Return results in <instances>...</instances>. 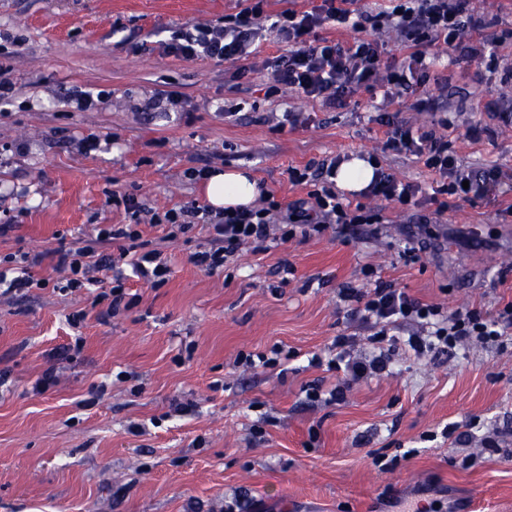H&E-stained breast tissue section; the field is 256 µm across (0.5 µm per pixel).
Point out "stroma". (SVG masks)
I'll return each mask as SVG.
<instances>
[{"mask_svg":"<svg viewBox=\"0 0 512 512\" xmlns=\"http://www.w3.org/2000/svg\"><path fill=\"white\" fill-rule=\"evenodd\" d=\"M244 0H0V30L22 41L0 52L15 86L0 106V212L15 222L0 255L46 251L60 238L120 224L107 199L133 193L165 211L203 201L191 168H249L281 203L306 196L288 171L340 156L378 157L396 179L430 186L423 164L384 150L374 120L383 88L345 93L330 108L281 92L263 75L234 86L232 66L163 55L172 31L238 13ZM486 35L504 36L512 61V0H477ZM428 87L441 106L402 109L408 125L448 122L467 163L512 176V129L493 112L512 107L501 71L446 46L435 49ZM104 91L77 110L73 90ZM181 93L183 107L165 99ZM309 113L308 126L283 114ZM486 129L471 138L472 125ZM95 138L100 147L84 150ZM380 211L385 227L343 240L333 232L243 250L220 274L190 261L203 235L144 236L171 259L159 288L130 277L137 302L111 318L92 315L99 285L63 292L52 261L38 268L46 288H0V512H226L257 503L263 512H512V346L475 344L448 358L396 349L392 373L353 385L341 403L308 406L303 387L332 384L307 356L357 330L346 285L362 268L423 301L480 308L512 301V217L501 201L457 202L424 236L421 260L404 264L397 242L416 229L394 202L346 196ZM84 311L83 327L69 316ZM83 337L80 352L68 350ZM294 351L286 374L235 367L239 353ZM56 382L36 389L45 370ZM193 401L177 415L172 402ZM144 425L128 434L129 422ZM264 437H255V428ZM499 451L482 441L494 432ZM395 459L393 470L374 455Z\"/></svg>","mask_w":512,"mask_h":512,"instance_id":"obj_1","label":"stroma"}]
</instances>
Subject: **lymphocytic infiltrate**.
Here are the masks:
<instances>
[{
	"label": "lymphocytic infiltrate",
	"instance_id": "obj_1",
	"mask_svg": "<svg viewBox=\"0 0 512 512\" xmlns=\"http://www.w3.org/2000/svg\"><path fill=\"white\" fill-rule=\"evenodd\" d=\"M264 2L252 0L238 14L221 22L200 23L189 32L173 31L162 48L166 54L185 60L236 63L235 75L242 78L252 71L248 61L256 53L255 39L265 31L288 47L287 53L275 57L270 66L269 92L285 88L299 98L332 104L337 92L361 87L370 90L381 83L386 87L385 98L401 99L409 93L414 97L412 109L427 112L434 102L427 88L428 72L434 63L430 47L441 42L455 51L466 50L471 34L489 26L485 18L467 16L469 0H393L382 15L356 9L354 0H320L311 9L288 8L272 19L265 14ZM329 22L358 31V38L348 47L316 38V29ZM385 25L410 48L402 60L385 58V45L375 37ZM378 121L386 128V148L422 162L433 174L435 185L429 190L416 182H402L378 168L367 187V196L416 210L430 205L439 216L453 200L512 193V183L505 182L500 169L466 165L449 151L447 136L435 129H412L390 112L381 113ZM339 163V158H332L311 173L289 169L292 183L314 181L318 187L286 205L266 192L253 209L217 212L192 201L158 212L147 209L135 194L115 192L112 203L123 208L126 223L97 225L94 234L71 237L47 254L19 249L0 257V262L20 267L21 276L10 283L11 289L19 292L47 287V279L36 277L35 270L49 257L55 259L57 269L65 272L69 289L87 287L93 284L95 273H105L108 289L99 298L107 302V313L112 316L126 296L125 268H132L152 288L161 287L168 279L169 266L160 251L144 240L142 223L164 227L167 238L173 240L206 229L207 244L191 259L210 274L223 271L226 258L240 248H251L256 254L266 252L275 229L281 240L287 241L320 235L331 227L344 235L364 224L380 225V213L361 204H344L328 187L327 181L335 176ZM363 273L373 280V287L343 288L339 297L356 303L358 326L367 331L368 342L380 352L368 358L354 355L357 336H336L332 357L315 354L310 359L311 365H324L336 373L331 388L319 383L305 386L306 400L311 405L343 402L352 384L386 372L390 348L401 345L414 357L438 359L473 343L497 344L512 335V302L490 320L475 308L447 310L423 302L406 289L377 278L373 267H365Z\"/></svg>",
	"mask_w": 512,
	"mask_h": 512
}]
</instances>
